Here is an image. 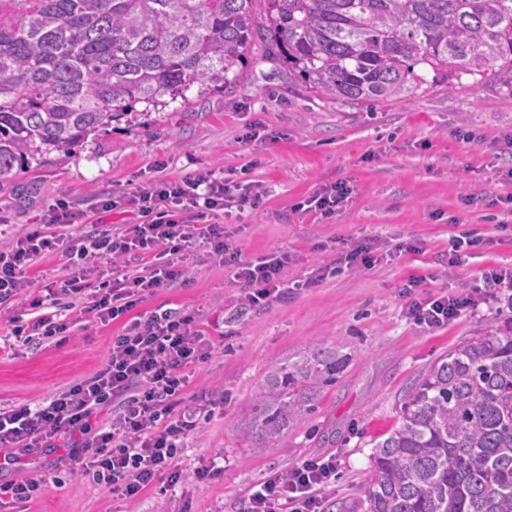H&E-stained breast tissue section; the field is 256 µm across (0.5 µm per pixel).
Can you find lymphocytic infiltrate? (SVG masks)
Returning a JSON list of instances; mask_svg holds the SVG:
<instances>
[{
	"label": "lymphocytic infiltrate",
	"mask_w": 512,
	"mask_h": 512,
	"mask_svg": "<svg viewBox=\"0 0 512 512\" xmlns=\"http://www.w3.org/2000/svg\"><path fill=\"white\" fill-rule=\"evenodd\" d=\"M261 185L230 183L199 174L179 180H159L134 187L105 200L104 207L136 209L143 221L123 234L83 236L73 230L74 214L58 205L47 223L32 225L0 249V307L14 303L42 310L46 335L65 333L59 314L84 299L102 322L122 320L119 336L103 367L64 391L33 403L0 408V456L13 459L38 448L59 450L70 473L92 477L96 483L128 500L138 498L158 480L177 485L182 473L177 458L196 431L206 407L185 393L188 370L202 362L212 346L193 327L192 316L174 309L137 312L145 295L170 286L186 272L183 259L206 248L209 261L228 267L244 282L246 300L258 305L288 288L282 276L290 256L280 251L245 260L223 225L210 223L218 211L257 205ZM51 251L61 253L69 275L46 296L33 293L31 275L38 260ZM156 253L159 261L148 273L124 269L131 254ZM382 258L370 245L338 253L334 262L316 267L307 278L315 285L338 266L373 267ZM97 288H90V281ZM479 294L463 289L412 300L408 313L416 323L438 326L476 307ZM118 402L110 422H96L101 408ZM336 472L335 459L307 460L288 475H274L248 496L247 512H324L323 492Z\"/></svg>",
	"instance_id": "1"
}]
</instances>
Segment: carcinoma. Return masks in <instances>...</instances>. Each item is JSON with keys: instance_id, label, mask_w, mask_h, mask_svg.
Instances as JSON below:
<instances>
[{"instance_id": "carcinoma-1", "label": "carcinoma", "mask_w": 512, "mask_h": 512, "mask_svg": "<svg viewBox=\"0 0 512 512\" xmlns=\"http://www.w3.org/2000/svg\"><path fill=\"white\" fill-rule=\"evenodd\" d=\"M0 0V184L127 113L227 88L256 40L338 102L512 70V0ZM423 65L432 80L414 69ZM350 357L324 341L266 372L245 433L275 446ZM369 512H512V336L471 338L407 393L373 442Z\"/></svg>"}]
</instances>
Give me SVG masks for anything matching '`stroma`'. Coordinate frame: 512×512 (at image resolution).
Segmentation results:
<instances>
[{"label": "stroma", "mask_w": 512, "mask_h": 512, "mask_svg": "<svg viewBox=\"0 0 512 512\" xmlns=\"http://www.w3.org/2000/svg\"><path fill=\"white\" fill-rule=\"evenodd\" d=\"M187 102L113 121L66 152L29 160L0 186V225L11 236L42 223L57 202L81 212L82 233L131 229L134 211H104L110 195L143 181L216 176L262 185L258 206L223 216L247 258L288 251L294 287L259 306L229 269L195 255L184 278L158 289L139 311L178 308L213 344L189 376L187 394L224 403L189 438L175 490L157 482L133 502L75 475L46 484L30 501L0 512H243L250 490L310 459L336 460L326 512H366L363 484L372 442L398 426L405 395L463 341L512 332V294L500 291L438 328L417 324L410 297L482 285L512 264V76L489 71L437 82L398 99L341 103L288 77V63L251 47L228 89L191 86ZM350 194L324 217L297 210L322 187ZM474 196L464 204V196ZM478 240L472 258L448 263L456 239ZM362 243L395 250L369 269H345L312 288L309 272ZM404 252H397V245ZM418 285L405 295L409 280ZM36 311L0 308V337L22 327L30 342L0 350V405L42 400L95 373L120 323H100L84 304L64 312L69 337L35 330ZM352 361L315 409L272 448L247 436V407L267 370L322 341Z\"/></svg>", "instance_id": "stroma-1"}]
</instances>
